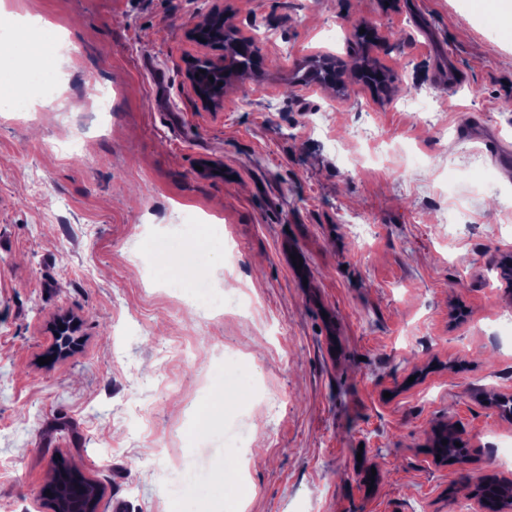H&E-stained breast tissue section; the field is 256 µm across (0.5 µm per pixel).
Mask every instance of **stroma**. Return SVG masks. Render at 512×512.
Segmentation results:
<instances>
[{"mask_svg": "<svg viewBox=\"0 0 512 512\" xmlns=\"http://www.w3.org/2000/svg\"><path fill=\"white\" fill-rule=\"evenodd\" d=\"M6 4L81 46L82 92L0 112V512H48L59 459L98 489V512L116 498L127 512H475L482 476L512 480L491 451L512 436L496 404L512 397V330L494 321L512 310V164L474 141L512 145V29L489 0ZM217 6L260 59L212 110L185 72L224 62L188 35ZM364 60L394 80L369 87ZM104 82L119 92L108 124L87 109ZM78 130L81 155L55 149ZM38 176L52 193L35 200ZM207 215L232 247L205 268L254 301L249 319L200 315L149 275L168 226ZM63 313L82 345L39 364ZM228 348L259 392L225 373ZM226 387L222 426L201 432L196 402ZM446 426L467 453L440 464ZM240 430L264 464L225 447Z\"/></svg>", "mask_w": 512, "mask_h": 512, "instance_id": "1", "label": "stroma"}]
</instances>
